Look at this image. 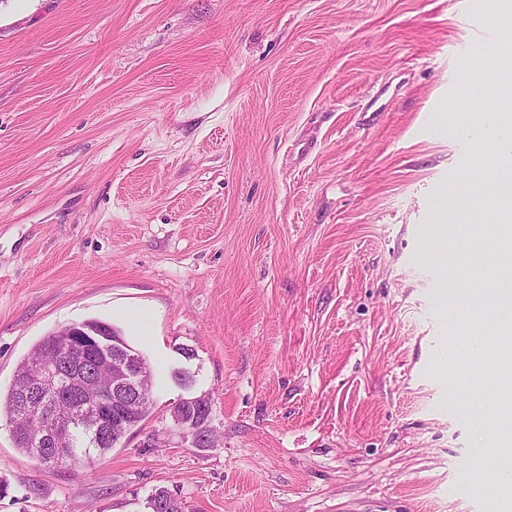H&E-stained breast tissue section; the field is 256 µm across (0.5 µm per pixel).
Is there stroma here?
Listing matches in <instances>:
<instances>
[{"label":"stroma","instance_id":"35a3bbf8","mask_svg":"<svg viewBox=\"0 0 512 512\" xmlns=\"http://www.w3.org/2000/svg\"><path fill=\"white\" fill-rule=\"evenodd\" d=\"M496 0H0V391L112 324L150 416L52 470L0 423V512H504L497 376L453 357L504 164ZM150 314L147 325L133 315ZM208 395L214 448L171 416ZM169 440L151 445L153 434Z\"/></svg>","mask_w":512,"mask_h":512}]
</instances>
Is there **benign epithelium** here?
I'll list each match as a JSON object with an SVG mask.
<instances>
[{"label": "benign epithelium", "instance_id": "7a95c632", "mask_svg": "<svg viewBox=\"0 0 512 512\" xmlns=\"http://www.w3.org/2000/svg\"><path fill=\"white\" fill-rule=\"evenodd\" d=\"M66 335L75 337L69 348L63 352L64 369L70 370L78 363L80 373L69 393L71 412L90 416L96 422L97 436L107 439L122 435V416L127 411L141 407L147 395L141 392V386L131 382L145 376L130 360L112 361V387L108 390L97 389L94 399L84 401V390L94 383L93 368L100 363L99 352L103 349L102 337L107 335L101 330L95 338L85 336L81 326H64ZM54 386L53 373L44 371L41 366L27 368L19 383L20 407L26 412L51 419V426L44 428L36 436L35 453L48 461H61L62 440L69 426L68 415H61L48 404L49 390Z\"/></svg>", "mask_w": 512, "mask_h": 512}]
</instances>
